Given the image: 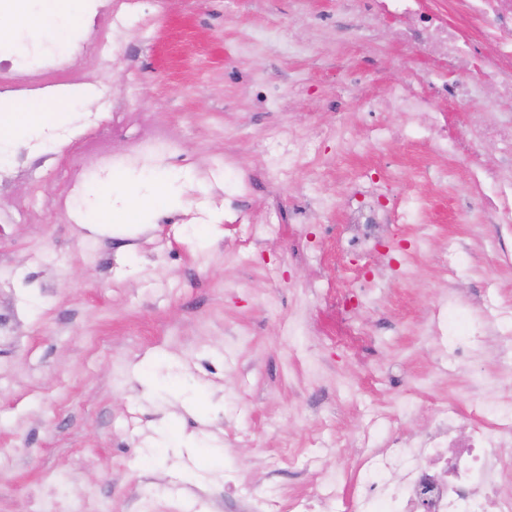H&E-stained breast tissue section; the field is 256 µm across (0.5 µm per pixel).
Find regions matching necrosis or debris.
<instances>
[{"label":"necrosis or debris","mask_w":512,"mask_h":512,"mask_svg":"<svg viewBox=\"0 0 512 512\" xmlns=\"http://www.w3.org/2000/svg\"><path fill=\"white\" fill-rule=\"evenodd\" d=\"M83 41L62 54L46 43L39 18L26 25L27 49L32 64L18 69L14 59L0 58V93L26 96L44 88L48 76L79 83L77 67L87 44L107 52L120 41L132 0H91ZM369 11L405 20L399 39L422 50H434L448 67L473 60L484 61L488 80L512 96V0H458L452 16L440 7L420 11V0H364ZM391 103L402 112L427 114L426 123H406L404 141H422L439 156L457 152L456 141L437 118L438 101L457 105L467 101L465 89L441 83L434 91L396 85L389 91ZM481 138L495 140L499 158L495 165L467 162L465 171L474 188L482 190L481 210L497 223L512 224V181L503 180L502 169L512 167V128L485 126ZM180 146L151 115L131 116L120 102L112 104V136L86 141L76 169L81 186L93 184L104 168L119 171L137 163L178 154ZM348 222L355 227L347 245L364 252L378 242L382 224L379 198L367 187L354 188L349 196ZM431 426L416 440L396 448H375L360 462L361 478L345 486L328 477L305 494L292 497L289 512H336L350 499L352 512H512V491L504 486L512 477V457L502 449L512 444V416L487 423L479 416H465L454 406L441 403L430 410Z\"/></svg>","instance_id":"necrosis-or-debris-1"}]
</instances>
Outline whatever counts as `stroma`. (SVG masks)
<instances>
[{"label": "stroma", "instance_id": "obj_1", "mask_svg": "<svg viewBox=\"0 0 512 512\" xmlns=\"http://www.w3.org/2000/svg\"><path fill=\"white\" fill-rule=\"evenodd\" d=\"M394 21L359 0H139L123 44L78 90L86 103L67 122L19 143L24 163L0 169V512H252L253 491L287 506L308 484L352 467L389 434L423 435L428 408L468 412L498 384L512 352V233L473 218L479 208L455 157L419 142L374 152L400 168L428 165L416 191L430 221L389 224L371 258L346 253L345 196L376 181L397 184L350 155L329 131L344 115L351 141L388 109L391 86H415L433 66L393 38ZM361 72V94L339 97L336 79ZM450 83L478 92L449 111L467 139L497 99L481 68ZM127 111H148L182 143L163 168L192 179L197 206L147 211L144 226L91 232L101 189L77 194L68 173L77 138L110 133L101 91ZM73 87L38 96L56 101ZM317 160L276 180L271 153L291 131ZM249 184L261 224L224 221V165ZM70 198L80 218L56 204ZM440 321L445 337L432 336ZM473 339L466 366L451 358ZM173 438L157 448L160 434Z\"/></svg>", "mask_w": 512, "mask_h": 512}]
</instances>
